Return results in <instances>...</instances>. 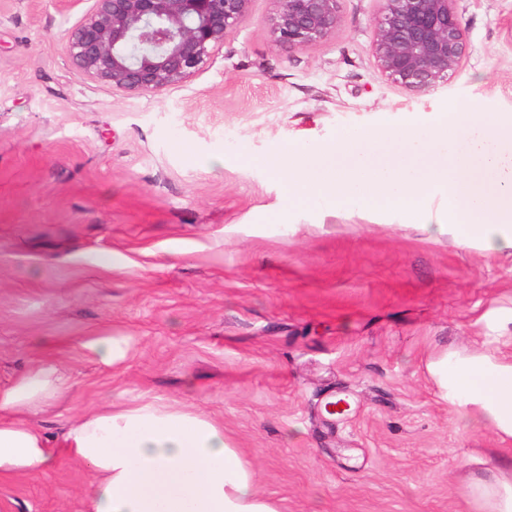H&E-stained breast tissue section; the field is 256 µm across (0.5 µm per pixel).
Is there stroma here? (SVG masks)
<instances>
[{"mask_svg":"<svg viewBox=\"0 0 512 512\" xmlns=\"http://www.w3.org/2000/svg\"><path fill=\"white\" fill-rule=\"evenodd\" d=\"M72 3L0 0V386L53 359L70 389L34 424L57 440L111 401L190 405L280 512H472L463 480L511 467L512 440L461 419L426 365L512 358V252L289 206L264 160L462 100L512 114V0H458L466 56L421 97L373 56L381 0H342L335 34L301 49L253 0L192 76L142 95L69 63L94 5ZM105 335L127 349L110 366L79 348ZM92 480L60 460L0 481V512H82Z\"/></svg>","mask_w":512,"mask_h":512,"instance_id":"obj_1","label":"stroma"}]
</instances>
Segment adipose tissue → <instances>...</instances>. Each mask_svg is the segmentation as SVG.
<instances>
[{
	"instance_id": "obj_1",
	"label": "adipose tissue",
	"mask_w": 512,
	"mask_h": 512,
	"mask_svg": "<svg viewBox=\"0 0 512 512\" xmlns=\"http://www.w3.org/2000/svg\"><path fill=\"white\" fill-rule=\"evenodd\" d=\"M427 370L463 419L512 439V359L454 355L429 362ZM67 389L49 361L0 388L1 481L39 476L66 458L94 475L84 512H279L223 423L185 404L112 403L77 417L53 442L32 420ZM462 492L474 512H512V469L469 480Z\"/></svg>"
}]
</instances>
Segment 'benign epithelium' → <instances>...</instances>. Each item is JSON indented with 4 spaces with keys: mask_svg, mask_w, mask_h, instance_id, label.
<instances>
[{
    "mask_svg": "<svg viewBox=\"0 0 512 512\" xmlns=\"http://www.w3.org/2000/svg\"><path fill=\"white\" fill-rule=\"evenodd\" d=\"M252 0H94L71 28L70 62L130 94L155 93L198 70L249 15ZM275 41L289 49L336 32L341 0H274ZM373 55L393 82L415 94L448 83L466 54L457 0H383Z\"/></svg>",
    "mask_w": 512,
    "mask_h": 512,
    "instance_id": "7a95c632",
    "label": "benign epithelium"
}]
</instances>
